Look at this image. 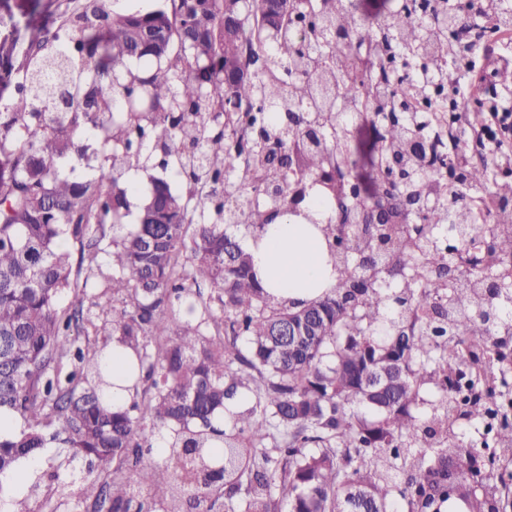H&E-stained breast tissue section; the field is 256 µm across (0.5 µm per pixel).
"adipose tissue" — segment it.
<instances>
[{
	"instance_id": "ef3b65f1",
	"label": "adipose tissue",
	"mask_w": 512,
	"mask_h": 512,
	"mask_svg": "<svg viewBox=\"0 0 512 512\" xmlns=\"http://www.w3.org/2000/svg\"><path fill=\"white\" fill-rule=\"evenodd\" d=\"M246 247L266 291L277 300H315L336 285V271L319 229L296 217L281 218Z\"/></svg>"
}]
</instances>
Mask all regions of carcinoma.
<instances>
[{"label":"carcinoma","instance_id":"carcinoma-1","mask_svg":"<svg viewBox=\"0 0 512 512\" xmlns=\"http://www.w3.org/2000/svg\"><path fill=\"white\" fill-rule=\"evenodd\" d=\"M461 22L416 0L375 26L343 0H73L11 54L0 475L52 447L72 468L20 497L0 481V512L64 493L92 512H507L512 420L483 446L458 422L482 432L506 386L512 294L485 278L512 280V200L485 165L448 183L447 113L421 89L448 79ZM358 120L384 126L385 221L352 195ZM311 203L336 286L296 307L239 232ZM114 340L134 354L117 408ZM181 449L221 480L186 484Z\"/></svg>","mask_w":512,"mask_h":512}]
</instances>
